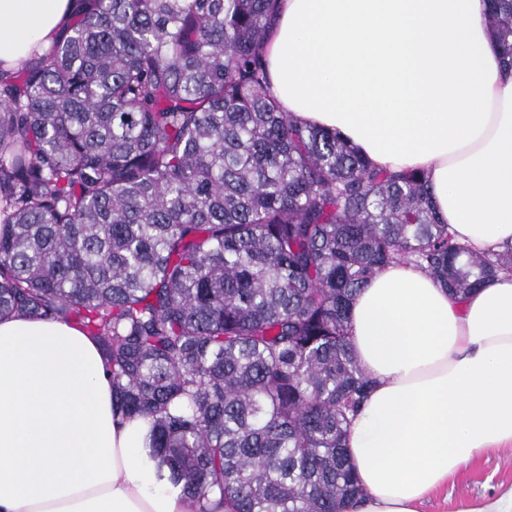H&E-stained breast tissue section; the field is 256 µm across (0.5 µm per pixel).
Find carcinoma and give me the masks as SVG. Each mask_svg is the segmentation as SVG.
<instances>
[{
  "instance_id": "cac0c4a2",
  "label": "carcinoma",
  "mask_w": 512,
  "mask_h": 512,
  "mask_svg": "<svg viewBox=\"0 0 512 512\" xmlns=\"http://www.w3.org/2000/svg\"><path fill=\"white\" fill-rule=\"evenodd\" d=\"M278 0H74L0 72V317L80 325L113 409L185 495L225 512H344L370 387L353 295L412 262L457 298L512 245L453 239L425 177L379 169L270 93ZM512 65V0H489Z\"/></svg>"
}]
</instances>
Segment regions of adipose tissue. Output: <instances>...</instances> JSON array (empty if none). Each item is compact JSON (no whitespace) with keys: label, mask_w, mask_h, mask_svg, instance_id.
Listing matches in <instances>:
<instances>
[{"label":"adipose tissue","mask_w":512,"mask_h":512,"mask_svg":"<svg viewBox=\"0 0 512 512\" xmlns=\"http://www.w3.org/2000/svg\"><path fill=\"white\" fill-rule=\"evenodd\" d=\"M72 0H0V65L57 37ZM283 111L339 131L375 166L423 173L449 233L512 244V66L485 0H280L267 47ZM372 386L345 441L349 512H420L466 464L512 447V273L463 301L385 266L349 307ZM148 422L112 407L98 344L75 324L0 318V512H199L158 478Z\"/></svg>","instance_id":"1"}]
</instances>
